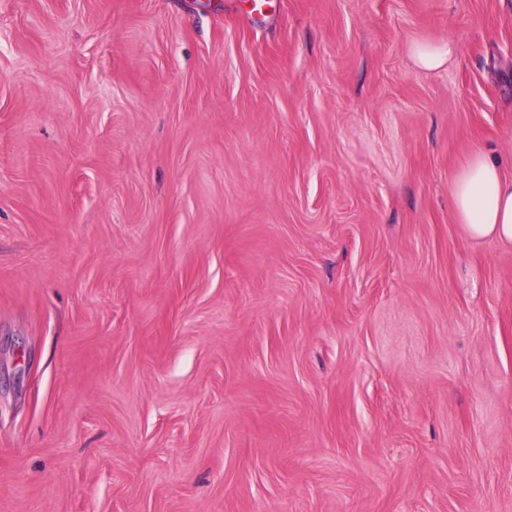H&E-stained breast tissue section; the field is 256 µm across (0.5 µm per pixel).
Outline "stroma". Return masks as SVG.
<instances>
[{"label":"stroma","mask_w":512,"mask_h":512,"mask_svg":"<svg viewBox=\"0 0 512 512\" xmlns=\"http://www.w3.org/2000/svg\"><path fill=\"white\" fill-rule=\"evenodd\" d=\"M476 150L512 0H0V512H512ZM411 53L421 67L428 70L439 69L453 57L455 45L451 41L447 44L415 43L411 47Z\"/></svg>","instance_id":"stroma-1"}]
</instances>
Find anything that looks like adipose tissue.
I'll return each mask as SVG.
<instances>
[{
	"label": "adipose tissue",
	"instance_id": "ef3b65f1",
	"mask_svg": "<svg viewBox=\"0 0 512 512\" xmlns=\"http://www.w3.org/2000/svg\"><path fill=\"white\" fill-rule=\"evenodd\" d=\"M455 217L476 243L512 245V178L485 151L473 152L451 186Z\"/></svg>",
	"mask_w": 512,
	"mask_h": 512
}]
</instances>
